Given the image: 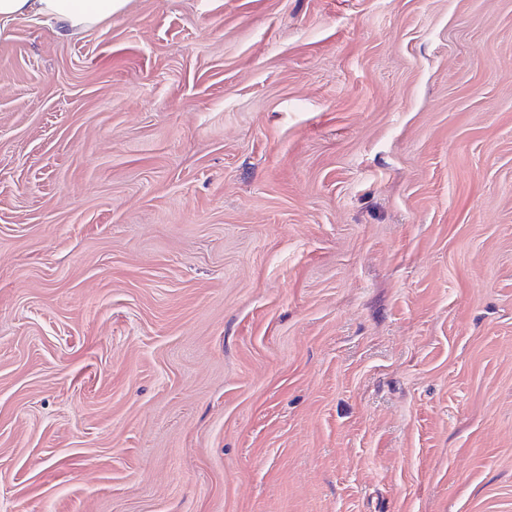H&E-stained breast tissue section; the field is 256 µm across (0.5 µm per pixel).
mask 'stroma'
<instances>
[{
	"instance_id": "obj_1",
	"label": "stroma",
	"mask_w": 512,
	"mask_h": 512,
	"mask_svg": "<svg viewBox=\"0 0 512 512\" xmlns=\"http://www.w3.org/2000/svg\"><path fill=\"white\" fill-rule=\"evenodd\" d=\"M0 512H512V0L15 22Z\"/></svg>"
}]
</instances>
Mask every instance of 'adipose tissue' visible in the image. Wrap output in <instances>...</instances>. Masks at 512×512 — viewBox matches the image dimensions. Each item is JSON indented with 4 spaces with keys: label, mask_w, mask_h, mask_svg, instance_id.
Returning a JSON list of instances; mask_svg holds the SVG:
<instances>
[{
    "label": "adipose tissue",
    "mask_w": 512,
    "mask_h": 512,
    "mask_svg": "<svg viewBox=\"0 0 512 512\" xmlns=\"http://www.w3.org/2000/svg\"><path fill=\"white\" fill-rule=\"evenodd\" d=\"M125 0H0V35L21 19H53L65 31L88 30L111 19Z\"/></svg>",
    "instance_id": "ef3b65f1"
}]
</instances>
